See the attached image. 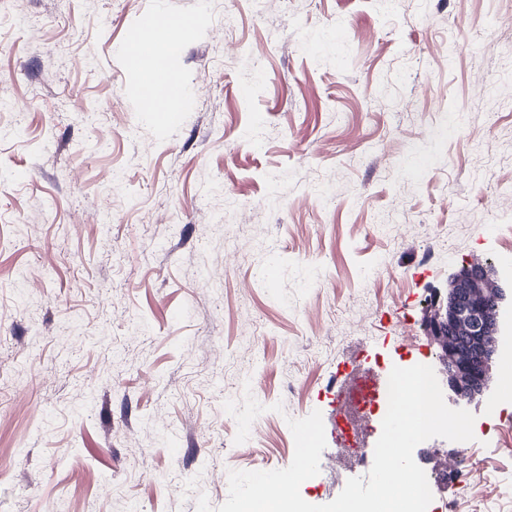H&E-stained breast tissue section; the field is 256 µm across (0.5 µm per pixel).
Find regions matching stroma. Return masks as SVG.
Here are the masks:
<instances>
[{
	"instance_id": "obj_1",
	"label": "stroma",
	"mask_w": 512,
	"mask_h": 512,
	"mask_svg": "<svg viewBox=\"0 0 512 512\" xmlns=\"http://www.w3.org/2000/svg\"><path fill=\"white\" fill-rule=\"evenodd\" d=\"M155 11L195 22L169 117L122 53ZM477 262L512 282V0H0V512L216 508L316 410L332 501L337 373L436 365L429 299ZM500 366L443 393L474 440L420 445L478 486L433 485L454 512H512Z\"/></svg>"
}]
</instances>
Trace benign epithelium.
Wrapping results in <instances>:
<instances>
[{
    "label": "benign epithelium",
    "mask_w": 512,
    "mask_h": 512,
    "mask_svg": "<svg viewBox=\"0 0 512 512\" xmlns=\"http://www.w3.org/2000/svg\"><path fill=\"white\" fill-rule=\"evenodd\" d=\"M493 276L490 263L452 273L446 294L432 295L423 323L438 347V373L448 389L469 402L485 394L501 312L512 293V284L504 287Z\"/></svg>",
    "instance_id": "7a95c632"
}]
</instances>
